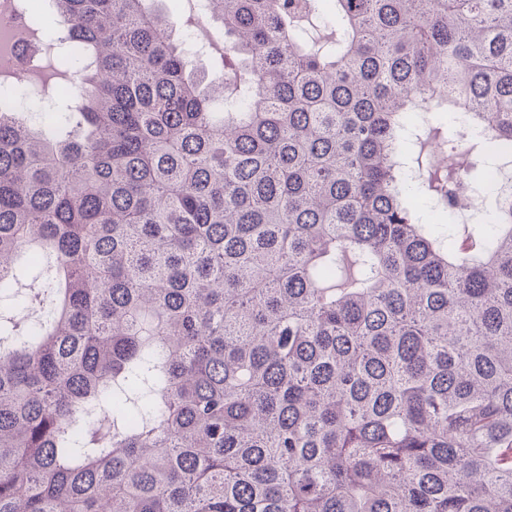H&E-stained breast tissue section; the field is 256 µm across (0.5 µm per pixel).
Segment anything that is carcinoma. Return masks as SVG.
<instances>
[{"mask_svg": "<svg viewBox=\"0 0 512 512\" xmlns=\"http://www.w3.org/2000/svg\"><path fill=\"white\" fill-rule=\"evenodd\" d=\"M91 58L0 106V512H512V0H53ZM155 6L166 16L176 33L181 34L184 31L189 18L183 12L180 0H157Z\"/></svg>", "mask_w": 512, "mask_h": 512, "instance_id": "1", "label": "carcinoma"}]
</instances>
